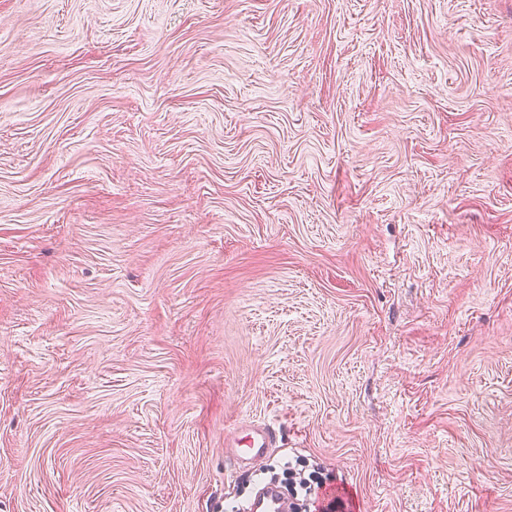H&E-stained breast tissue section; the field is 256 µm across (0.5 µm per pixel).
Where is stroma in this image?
Wrapping results in <instances>:
<instances>
[{
	"mask_svg": "<svg viewBox=\"0 0 512 512\" xmlns=\"http://www.w3.org/2000/svg\"><path fill=\"white\" fill-rule=\"evenodd\" d=\"M512 512V0H0V512ZM247 443L239 445L224 442L225 450L233 464L239 468L248 467L259 459L268 458L276 447L275 436L269 425L257 422L249 426ZM246 507L248 512H288V498L276 483H259Z\"/></svg>",
	"mask_w": 512,
	"mask_h": 512,
	"instance_id": "stroma-1",
	"label": "stroma"
}]
</instances>
